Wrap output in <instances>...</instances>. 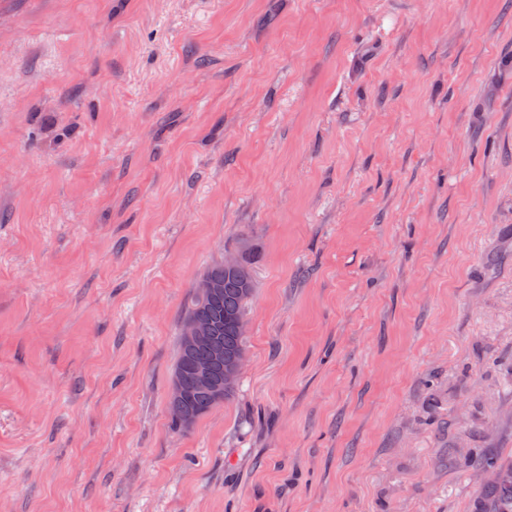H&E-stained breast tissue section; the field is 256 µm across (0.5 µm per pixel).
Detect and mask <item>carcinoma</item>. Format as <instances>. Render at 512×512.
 Wrapping results in <instances>:
<instances>
[{
	"mask_svg": "<svg viewBox=\"0 0 512 512\" xmlns=\"http://www.w3.org/2000/svg\"><path fill=\"white\" fill-rule=\"evenodd\" d=\"M239 252L241 265L237 272L226 271L216 263L208 266L200 279L218 282V290L200 288L195 283L185 305L182 320L186 321L193 316L208 320L212 324V330L201 340L187 341L184 337H179L172 375L180 378L181 400L175 404L177 416L170 419V425L177 430L191 428L198 419L221 405V402L230 400L236 393L239 376H234L226 383L224 372L235 368L245 354V309L255 290L252 243L242 240ZM205 363L213 364V383L224 386L221 402L215 399L212 390L202 385L196 376V365ZM468 467L509 474L507 480L480 487L478 512H512V460L477 452Z\"/></svg>",
	"mask_w": 512,
	"mask_h": 512,
	"instance_id": "cac0c4a2",
	"label": "carcinoma"
}]
</instances>
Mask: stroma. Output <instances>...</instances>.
Segmentation results:
<instances>
[{"label":"stroma","mask_w":512,"mask_h":512,"mask_svg":"<svg viewBox=\"0 0 512 512\" xmlns=\"http://www.w3.org/2000/svg\"><path fill=\"white\" fill-rule=\"evenodd\" d=\"M254 243L234 397L169 423ZM512 459V0H0V512H474ZM238 252L242 258L239 269L238 255H226L216 261L219 265L213 263L208 266L191 287L193 289L183 311L178 354L172 371L173 377L179 376L181 387L180 393L176 377L171 384L170 398L177 403L181 396V400L175 404L169 399L177 410V416L170 418V425L174 429L182 431L191 428L198 419L230 400L236 393L240 374L224 383V380L231 379L232 374L225 372L224 375V371L235 369L237 365L235 373H240L244 365L245 359L238 361L245 354V309L255 290L252 275L254 247L247 239H242ZM220 265L226 269L238 270L232 273L225 271ZM204 279L218 282V290H210L214 287L213 284L201 281ZM242 279L247 282V288L244 287ZM198 282L201 288H198ZM193 316L210 321L212 330L208 321L193 318L185 323ZM183 326L184 337L189 341L183 337ZM219 353L224 357L220 363H215V357ZM205 363L213 364V383L224 386L215 389L217 398L224 395L221 401L215 399L209 387L201 384L209 385L211 381V365Z\"/></svg>","instance_id":"stroma-1"}]
</instances>
